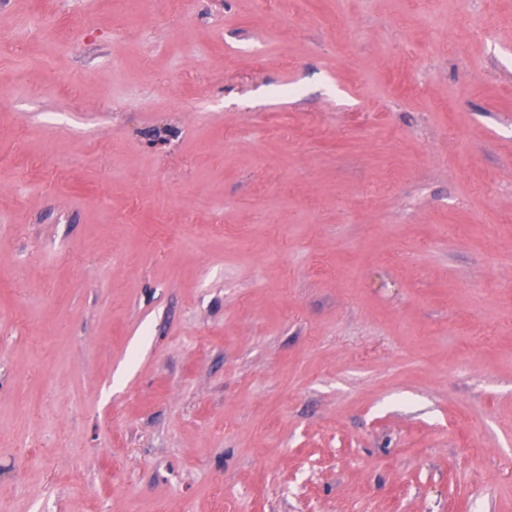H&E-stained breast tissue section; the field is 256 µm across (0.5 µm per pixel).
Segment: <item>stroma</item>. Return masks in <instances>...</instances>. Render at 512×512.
<instances>
[{
    "label": "stroma",
    "instance_id": "35a3bbf8",
    "mask_svg": "<svg viewBox=\"0 0 512 512\" xmlns=\"http://www.w3.org/2000/svg\"><path fill=\"white\" fill-rule=\"evenodd\" d=\"M295 12L0 0V512H512V0Z\"/></svg>",
    "mask_w": 512,
    "mask_h": 512
}]
</instances>
